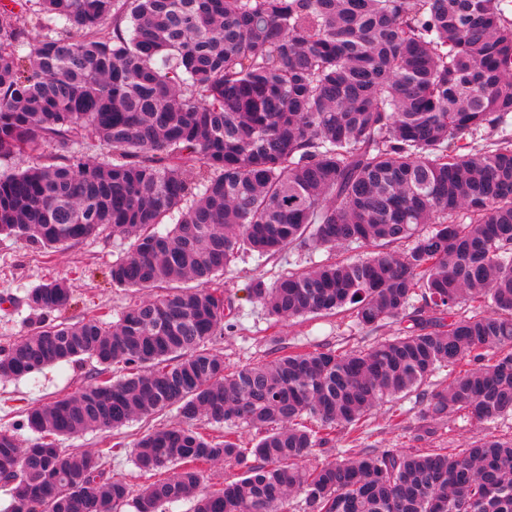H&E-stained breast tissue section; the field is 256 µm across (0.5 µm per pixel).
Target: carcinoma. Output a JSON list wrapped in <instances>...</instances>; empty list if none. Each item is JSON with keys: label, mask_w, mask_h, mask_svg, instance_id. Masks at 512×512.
Wrapping results in <instances>:
<instances>
[{"label": "carcinoma", "mask_w": 512, "mask_h": 512, "mask_svg": "<svg viewBox=\"0 0 512 512\" xmlns=\"http://www.w3.org/2000/svg\"><path fill=\"white\" fill-rule=\"evenodd\" d=\"M44 143L47 161L0 174V235L47 253L131 236L112 284L164 292L76 323L51 319L71 306L66 280L28 292L40 318L0 348V374L100 372L19 399L22 420L0 427L3 512H512V439L300 465L338 431L360 442L401 394L419 392L428 437L512 416V0H8L0 160ZM92 145L112 159L81 160ZM393 243L407 249L258 278L249 295L278 321L345 309L394 336L232 370L209 347L237 326L223 275L239 256ZM167 409L179 423L129 451L59 447ZM125 452L136 495L106 470ZM216 461L240 476L200 489Z\"/></svg>", "instance_id": "cac0c4a2"}]
</instances>
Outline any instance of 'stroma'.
<instances>
[{
  "label": "stroma",
  "mask_w": 512,
  "mask_h": 512,
  "mask_svg": "<svg viewBox=\"0 0 512 512\" xmlns=\"http://www.w3.org/2000/svg\"><path fill=\"white\" fill-rule=\"evenodd\" d=\"M130 245V240L103 232L71 248L47 254L31 242L0 236V346L23 334L30 314L26 295L52 276L66 279L73 292V303L66 316L74 321L92 315L114 314L148 300L151 290L115 287L108 274L113 261L125 256ZM369 251L366 245L349 252L326 249L311 254L286 251L260 261L242 255L224 278V290L237 313L239 328L216 337L212 342L213 349L222 353L225 365L232 368L273 359V347L269 342L273 336L283 337L301 350L316 346L361 350L391 336L392 327L383 326L373 332L361 330L343 312L277 321L249 297L248 288L254 278L261 277L270 283L284 271L307 270L317 263L353 259ZM97 369L95 361L87 360L74 366L45 370L34 381L26 377L0 376V426L18 422V397L25 396L37 403L50 401L92 382ZM414 402L415 397L411 394L397 399V406L404 411L397 423L389 420L387 405L373 408L367 417V445L375 448H459L471 437L485 433L512 438V417L487 424L461 421L450 435L422 436Z\"/></svg>",
  "instance_id": "stroma-1"
}]
</instances>
